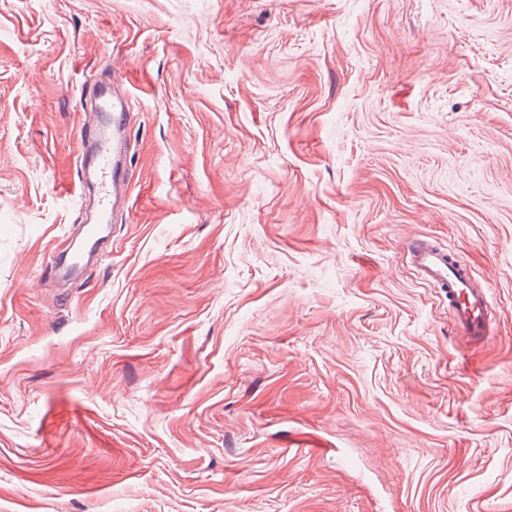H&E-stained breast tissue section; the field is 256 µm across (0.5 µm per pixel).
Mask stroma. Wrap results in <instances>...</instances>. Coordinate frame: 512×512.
<instances>
[{
	"mask_svg": "<svg viewBox=\"0 0 512 512\" xmlns=\"http://www.w3.org/2000/svg\"><path fill=\"white\" fill-rule=\"evenodd\" d=\"M115 69L132 208L61 286ZM0 512H512V0H0ZM407 255L420 280L448 299L458 336L472 340L488 336L491 306L487 291L475 286L467 267L450 251L423 238L410 242Z\"/></svg>",
	"mask_w": 512,
	"mask_h": 512,
	"instance_id": "obj_1",
	"label": "stroma"
}]
</instances>
